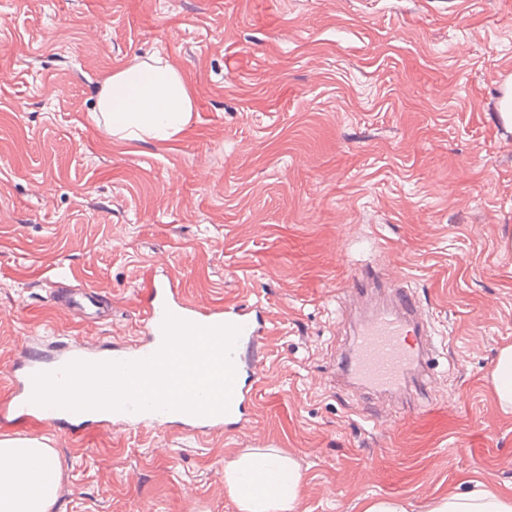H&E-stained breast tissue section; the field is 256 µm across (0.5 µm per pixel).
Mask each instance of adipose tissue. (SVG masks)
Segmentation results:
<instances>
[{
  "mask_svg": "<svg viewBox=\"0 0 512 512\" xmlns=\"http://www.w3.org/2000/svg\"><path fill=\"white\" fill-rule=\"evenodd\" d=\"M96 110L110 135L166 140L189 123L194 103L181 74L157 60L107 77ZM61 476L58 457L45 443L0 439V512H52ZM224 482L241 512H295L302 478L288 461L246 455L225 464ZM432 512H512V495L473 489L439 500Z\"/></svg>",
  "mask_w": 512,
  "mask_h": 512,
  "instance_id": "obj_1",
  "label": "adipose tissue"
}]
</instances>
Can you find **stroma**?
<instances>
[{
  "mask_svg": "<svg viewBox=\"0 0 512 512\" xmlns=\"http://www.w3.org/2000/svg\"><path fill=\"white\" fill-rule=\"evenodd\" d=\"M161 58L195 111L167 141L95 116L101 82ZM512 0H0V402L19 338L137 339L152 281L208 307L259 304L265 380L244 428L32 421L62 464L55 512H238L224 466L257 451L302 475L296 512H407L512 495ZM404 282L437 341L426 395L333 385L350 340L336 290ZM87 285L110 316L59 309ZM492 382L500 407L512 412V344L500 349Z\"/></svg>",
  "mask_w": 512,
  "mask_h": 512,
  "instance_id": "stroma-1",
  "label": "stroma"
}]
</instances>
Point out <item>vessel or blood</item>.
<instances>
[{
	"mask_svg": "<svg viewBox=\"0 0 512 512\" xmlns=\"http://www.w3.org/2000/svg\"><path fill=\"white\" fill-rule=\"evenodd\" d=\"M379 274H363L354 280L345 293L364 295L382 289ZM204 327L235 325L240 333L232 350L235 380L227 412L194 415L169 410H104L72 411L34 403V377L41 373L60 374L72 362H133L155 354L164 342L163 324L167 315ZM143 338L131 347L114 346L109 352L88 350L80 340H72L59 357H45L32 339L23 338L18 358L19 373L15 377L10 401L0 407V417L29 419L74 426L89 424L150 425L162 428L180 426L189 435L199 437L216 428L240 427L246 419V407L257 396L262 382L260 366L266 357L264 337L269 328L260 306L197 307L187 303L179 289L159 281L153 283L141 325ZM428 324L422 316L420 303L412 290L396 286L390 301L369 315L353 333V339L341 360L339 376L355 388L379 395L402 392L408 384L423 380L421 370L429 360Z\"/></svg>",
	"mask_w": 512,
	"mask_h": 512,
	"instance_id": "obj_1",
	"label": "vessel or blood"
}]
</instances>
